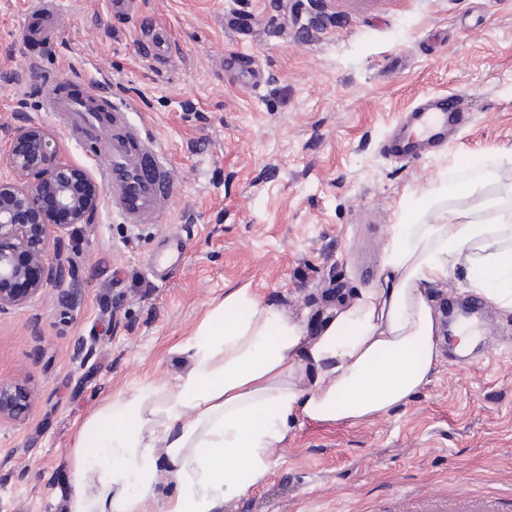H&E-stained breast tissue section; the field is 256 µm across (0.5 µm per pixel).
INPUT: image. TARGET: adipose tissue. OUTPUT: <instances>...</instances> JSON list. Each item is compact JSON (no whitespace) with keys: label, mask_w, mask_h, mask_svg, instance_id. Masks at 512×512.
Returning <instances> with one entry per match:
<instances>
[{"label":"adipose tissue","mask_w":512,"mask_h":512,"mask_svg":"<svg viewBox=\"0 0 512 512\" xmlns=\"http://www.w3.org/2000/svg\"><path fill=\"white\" fill-rule=\"evenodd\" d=\"M470 272L469 287L512 312V184L483 167L441 185L391 225L378 282L325 317L303 318L227 293L182 353L174 382L144 383L105 403L69 455L66 512H224L264 482L291 428L355 423L394 411L441 358L431 291ZM174 495L159 500L158 471Z\"/></svg>","instance_id":"obj_1"}]
</instances>
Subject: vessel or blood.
<instances>
[{"label": "vessel or blood", "mask_w": 512, "mask_h": 512, "mask_svg": "<svg viewBox=\"0 0 512 512\" xmlns=\"http://www.w3.org/2000/svg\"><path fill=\"white\" fill-rule=\"evenodd\" d=\"M62 17L60 0H33L24 17L27 38L47 41L57 31ZM158 61L170 57V40L163 30L148 27L143 31ZM47 107L76 138L95 135L100 125L112 129L101 143L96 160L104 174L112 211L122 223L133 226L161 223L164 206L176 185L166 156L155 139L149 137L131 118L127 103L111 94H68L50 96ZM460 118L453 97H438L421 105L413 114L416 137H394L388 150L397 155L416 151L436 139L448 125Z\"/></svg>", "instance_id": "obj_1"}]
</instances>
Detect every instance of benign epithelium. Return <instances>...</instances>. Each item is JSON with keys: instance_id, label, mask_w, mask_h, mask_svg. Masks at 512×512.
<instances>
[{"instance_id": "1", "label": "benign epithelium", "mask_w": 512, "mask_h": 512, "mask_svg": "<svg viewBox=\"0 0 512 512\" xmlns=\"http://www.w3.org/2000/svg\"><path fill=\"white\" fill-rule=\"evenodd\" d=\"M16 174L0 180V315L59 290L73 265L52 243L65 225L95 222L103 188L60 154L54 134L37 125L20 127L5 154ZM37 392L20 380L0 379V421L23 423Z\"/></svg>"}]
</instances>
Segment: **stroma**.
Returning a JSON list of instances; mask_svg holds the SVG:
<instances>
[{
    "label": "stroma",
    "instance_id": "35a3bbf8",
    "mask_svg": "<svg viewBox=\"0 0 512 512\" xmlns=\"http://www.w3.org/2000/svg\"><path fill=\"white\" fill-rule=\"evenodd\" d=\"M62 0V24L27 42L30 0H0V155L18 127L55 133L63 158L99 178L95 141L46 109L50 82L126 97L168 155L176 192L139 229L102 202L61 232L65 297L0 315V378L38 400L0 422V512H65L70 448L112 398L186 364L179 349L232 288L316 327L373 287L390 225L432 185L494 163L512 183V0ZM176 47L154 63L137 29ZM235 56L230 68L222 60ZM38 69H30V60ZM455 94L465 122L438 148L394 157L425 97ZM180 263L154 274L170 237ZM465 355L442 337L429 382L392 413L295 427L266 480L224 512H458L460 494L512 512V315Z\"/></svg>",
    "mask_w": 512,
    "mask_h": 512
}]
</instances>
